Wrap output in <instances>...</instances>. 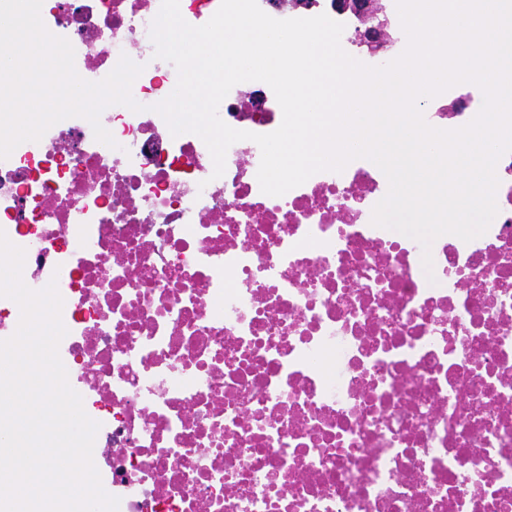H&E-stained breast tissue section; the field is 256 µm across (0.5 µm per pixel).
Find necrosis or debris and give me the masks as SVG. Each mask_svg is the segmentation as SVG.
<instances>
[{"label":"necrosis or debris","instance_id":"obj_1","mask_svg":"<svg viewBox=\"0 0 512 512\" xmlns=\"http://www.w3.org/2000/svg\"><path fill=\"white\" fill-rule=\"evenodd\" d=\"M258 3L327 14L370 66L406 45L395 0ZM160 7L53 0L41 17L78 75L128 56L143 109L103 110L115 147L72 117L0 159V230L26 284L64 299L59 355L119 512H512V152L488 231L437 238L429 284L420 244L371 223L372 162L272 197L255 142L216 179L200 137L172 136L152 110L177 83L150 38ZM482 101L464 83L422 108L454 129ZM218 113L258 134L283 118L261 81Z\"/></svg>","mask_w":512,"mask_h":512}]
</instances>
